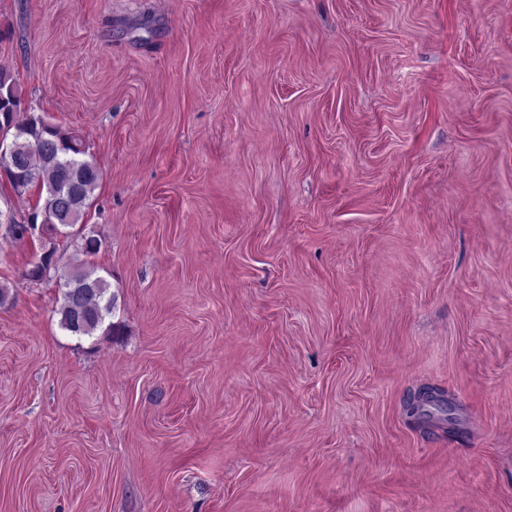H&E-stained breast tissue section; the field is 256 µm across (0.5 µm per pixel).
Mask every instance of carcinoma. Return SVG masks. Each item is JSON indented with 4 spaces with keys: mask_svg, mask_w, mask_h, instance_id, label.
I'll return each instance as SVG.
<instances>
[{
    "mask_svg": "<svg viewBox=\"0 0 512 512\" xmlns=\"http://www.w3.org/2000/svg\"><path fill=\"white\" fill-rule=\"evenodd\" d=\"M22 102L10 77L0 70V128L15 124L21 131L14 138L12 151L0 155V170L14 174L19 182L8 184L12 191L23 187V192L37 196L28 218L38 219L47 215L46 231L60 232L59 208L65 207L71 223L65 226V237L74 247L73 257H89L97 254L101 240L83 222L90 207V200L102 179V170L97 161L89 156L82 140L51 124L40 115L21 110ZM54 252L42 257L41 264L33 266L27 277L43 280V269H48V279L60 281L61 296L57 300L60 326L74 336H91L105 325L112 314L115 295L109 293V284L97 274L95 268L79 263L61 271L53 262ZM430 397L426 405L434 413L442 414L441 420L451 421L446 416L448 399L441 392H425Z\"/></svg>",
    "mask_w": 512,
    "mask_h": 512,
    "instance_id": "carcinoma-1",
    "label": "carcinoma"
}]
</instances>
